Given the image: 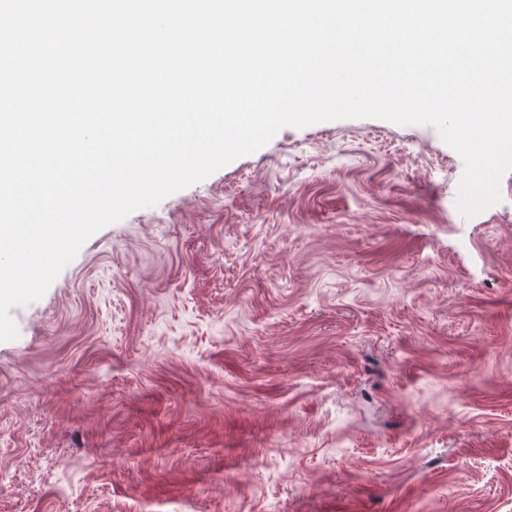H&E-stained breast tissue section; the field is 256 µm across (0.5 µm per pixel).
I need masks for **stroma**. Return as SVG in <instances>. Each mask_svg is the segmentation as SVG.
Instances as JSON below:
<instances>
[{
	"label": "stroma",
	"instance_id": "obj_1",
	"mask_svg": "<svg viewBox=\"0 0 512 512\" xmlns=\"http://www.w3.org/2000/svg\"><path fill=\"white\" fill-rule=\"evenodd\" d=\"M287 126L108 225L0 341V512H512V172Z\"/></svg>",
	"mask_w": 512,
	"mask_h": 512
}]
</instances>
